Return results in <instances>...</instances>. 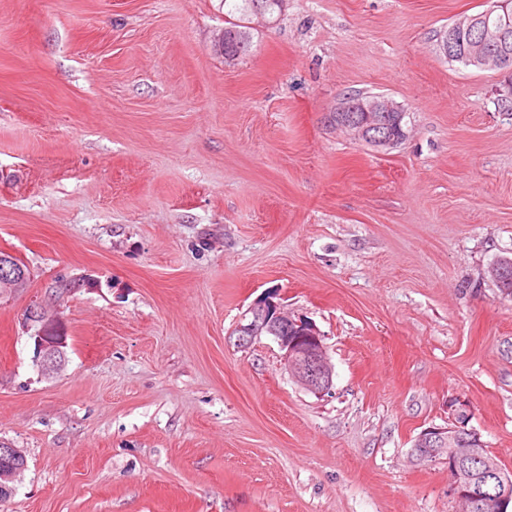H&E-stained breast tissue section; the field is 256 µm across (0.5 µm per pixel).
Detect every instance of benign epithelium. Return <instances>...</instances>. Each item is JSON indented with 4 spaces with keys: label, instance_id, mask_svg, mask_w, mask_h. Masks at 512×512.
<instances>
[{
    "label": "benign epithelium",
    "instance_id": "1",
    "mask_svg": "<svg viewBox=\"0 0 512 512\" xmlns=\"http://www.w3.org/2000/svg\"><path fill=\"white\" fill-rule=\"evenodd\" d=\"M493 9L481 15H464L452 28L469 34L466 56L477 65H485L486 51L502 45L506 31L492 19ZM349 111L358 116L339 120L338 126L354 138L369 136L383 126H401L405 112L392 98L385 95L357 97ZM12 262L11 271L0 278V296L22 290L27 286L29 272L13 263L9 254L0 255V267ZM277 294L268 293L253 303L240 319L234 333L237 345H251L262 335L273 337L283 351L284 365L291 378L303 389L319 395L331 392L333 370L329 363L323 336L315 324L304 318H294L276 301ZM27 330L34 342L33 366L38 376L50 378L66 362L67 336L62 321L47 317L38 306L30 308ZM467 415L460 413L446 427H428L414 439L411 457L415 462L442 459L448 463L451 476L450 496L461 512H481L488 501L484 485L488 478L496 482L493 502L496 512H508L512 505V470L501 466L489 454L480 435L467 428ZM27 469V460L19 450L6 444L0 447V498L15 491V484Z\"/></svg>",
    "mask_w": 512,
    "mask_h": 512
}]
</instances>
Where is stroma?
Here are the masks:
<instances>
[{"label":"stroma","mask_w":512,"mask_h":512,"mask_svg":"<svg viewBox=\"0 0 512 512\" xmlns=\"http://www.w3.org/2000/svg\"><path fill=\"white\" fill-rule=\"evenodd\" d=\"M487 0H285L225 62L224 0H0V512H456L415 436L469 416L512 469V117L436 35ZM385 94L380 151L331 120ZM315 323L332 394L268 336ZM67 361L38 378L31 305ZM12 257L13 256L5 253L0 255V267L8 263L7 261H10L9 263L11 265V271L4 273V278L1 279L0 277V296L22 290L27 286L29 280V272L24 268L26 266L18 259V262L24 267L18 263L12 264L16 262ZM277 296L268 293L247 309L234 330L237 345L246 347L262 335L272 336L284 351V365L291 378L311 393L329 394L333 370L323 336L311 321L290 316L274 300ZM0 441V498H6L15 491V484L20 479L21 475L27 469V460L17 448H14L10 443Z\"/></svg>","instance_id":"35a3bbf8"}]
</instances>
